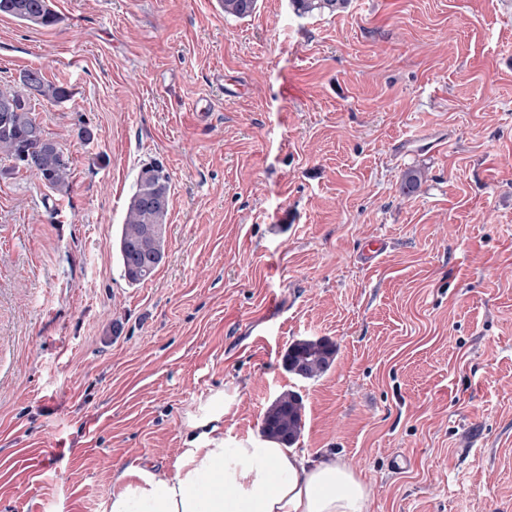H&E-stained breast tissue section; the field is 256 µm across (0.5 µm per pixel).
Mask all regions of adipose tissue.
Here are the masks:
<instances>
[{
	"instance_id": "obj_1",
	"label": "adipose tissue",
	"mask_w": 512,
	"mask_h": 512,
	"mask_svg": "<svg viewBox=\"0 0 512 512\" xmlns=\"http://www.w3.org/2000/svg\"><path fill=\"white\" fill-rule=\"evenodd\" d=\"M237 402L233 392L199 404L197 434L172 470L144 464L115 473L101 512H369L367 485L334 456L225 436L224 416Z\"/></svg>"
}]
</instances>
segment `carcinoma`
<instances>
[{
    "label": "carcinoma",
    "mask_w": 512,
    "mask_h": 512,
    "mask_svg": "<svg viewBox=\"0 0 512 512\" xmlns=\"http://www.w3.org/2000/svg\"><path fill=\"white\" fill-rule=\"evenodd\" d=\"M224 13L238 18L252 16L258 0H221ZM300 14L313 12L338 13L348 0H291ZM0 14L41 27H52L60 17L50 0H0ZM60 103L70 97V91L44 81L41 72L30 69L23 74L21 84L10 91L0 90V96L15 101L13 112L0 124V155L12 160L17 167L35 175L60 199L72 191V168L69 156L59 146H50L52 138L42 134L33 141L30 133L38 124L30 105L31 95ZM153 196H170V178L164 167L154 163L141 169L135 189L127 204L123 224L115 238V253L123 277L131 286L149 280L157 268V257L165 255L169 204L155 205ZM336 344L326 338L302 339L291 343L284 355L285 370L302 379H315L325 374L335 362ZM304 403L301 396L286 391L267 407L262 420V434L280 444L292 446L298 442L303 428Z\"/></svg>",
    "instance_id": "1"
}]
</instances>
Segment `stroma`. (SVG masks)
<instances>
[{"label":"stroma","instance_id":"35a3bbf8","mask_svg":"<svg viewBox=\"0 0 512 512\" xmlns=\"http://www.w3.org/2000/svg\"><path fill=\"white\" fill-rule=\"evenodd\" d=\"M51 3L0 15V88L68 87L32 106L73 168L55 202L0 156V512H101L225 390L238 437L300 394L298 448L370 512H512V0ZM152 162L166 254L132 287L112 239ZM303 338L338 348L319 378L283 368ZM50 0H0V14L21 22L41 27H52L60 17L52 9ZM349 0H291L294 10L301 15L313 12L338 13L345 9Z\"/></svg>","mask_w":512,"mask_h":512}]
</instances>
